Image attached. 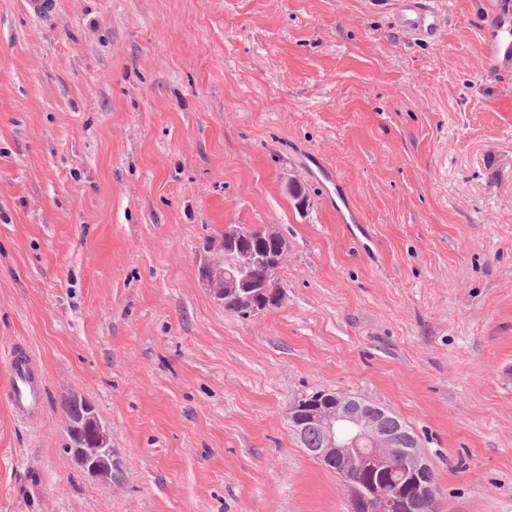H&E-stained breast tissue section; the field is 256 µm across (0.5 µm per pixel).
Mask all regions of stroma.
I'll use <instances>...</instances> for the list:
<instances>
[{
    "instance_id": "1",
    "label": "stroma",
    "mask_w": 512,
    "mask_h": 512,
    "mask_svg": "<svg viewBox=\"0 0 512 512\" xmlns=\"http://www.w3.org/2000/svg\"><path fill=\"white\" fill-rule=\"evenodd\" d=\"M437 2L426 45L382 0H0V512H350L288 426L319 389L409 426L432 512H512V77ZM228 224L287 239L279 307L202 285ZM73 395L116 482L63 455ZM26 365L17 366L12 359V375L6 395L15 416L24 422H34L39 413L44 397V381L36 373L38 361L35 356H27Z\"/></svg>"
}]
</instances>
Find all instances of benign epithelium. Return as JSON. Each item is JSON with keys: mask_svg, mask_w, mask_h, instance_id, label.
Instances as JSON below:
<instances>
[{"mask_svg": "<svg viewBox=\"0 0 512 512\" xmlns=\"http://www.w3.org/2000/svg\"><path fill=\"white\" fill-rule=\"evenodd\" d=\"M259 234L260 243L248 245L241 227L226 224L222 234L203 247L199 277L217 304L232 301L250 315L267 310L253 271L258 266L278 271L288 242L276 231L261 229ZM80 402L85 414L66 419L65 456L90 478L110 484L119 460L109 429L90 401ZM288 423L301 442L309 429L320 432L321 442L309 454L343 480L351 512H411L415 501L434 500V471L418 439L405 427L388 429L383 412L371 401L332 390L305 395L291 404ZM397 456L405 460L400 472L391 469Z\"/></svg>", "mask_w": 512, "mask_h": 512, "instance_id": "1", "label": "benign epithelium"}]
</instances>
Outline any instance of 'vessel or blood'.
<instances>
[{"label":"vessel or blood","mask_w":512,"mask_h":512,"mask_svg":"<svg viewBox=\"0 0 512 512\" xmlns=\"http://www.w3.org/2000/svg\"><path fill=\"white\" fill-rule=\"evenodd\" d=\"M396 23L402 31L423 39L437 38L441 31V12L431 0H396ZM482 50L497 73L512 74V0H484ZM38 361L13 366L6 395L15 416L34 421L44 397V381L36 372Z\"/></svg>","instance_id":"obj_1"}]
</instances>
